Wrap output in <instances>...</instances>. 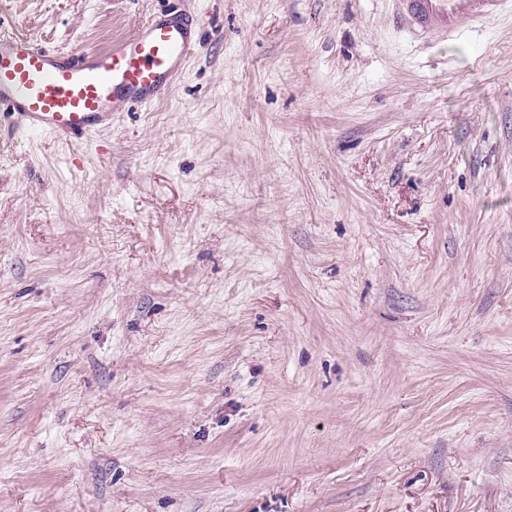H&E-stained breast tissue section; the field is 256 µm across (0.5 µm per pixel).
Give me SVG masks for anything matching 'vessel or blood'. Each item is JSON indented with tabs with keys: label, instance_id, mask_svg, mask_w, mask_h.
<instances>
[{
	"label": "vessel or blood",
	"instance_id": "b4317fda",
	"mask_svg": "<svg viewBox=\"0 0 512 512\" xmlns=\"http://www.w3.org/2000/svg\"><path fill=\"white\" fill-rule=\"evenodd\" d=\"M395 22L418 42L453 38L512 10V0H396ZM193 25L179 14L150 21L132 36L79 54L48 52L0 33V116L18 133L65 141L111 127L131 103L148 104L169 88L189 55Z\"/></svg>",
	"mask_w": 512,
	"mask_h": 512
}]
</instances>
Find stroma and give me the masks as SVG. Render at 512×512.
<instances>
[{
	"label": "stroma",
	"instance_id": "obj_1",
	"mask_svg": "<svg viewBox=\"0 0 512 512\" xmlns=\"http://www.w3.org/2000/svg\"><path fill=\"white\" fill-rule=\"evenodd\" d=\"M177 7L169 93L0 126V512H512V14L0 0L105 49ZM395 22L424 44L453 38L466 23L480 24L512 10L510 0H394Z\"/></svg>",
	"mask_w": 512,
	"mask_h": 512
}]
</instances>
